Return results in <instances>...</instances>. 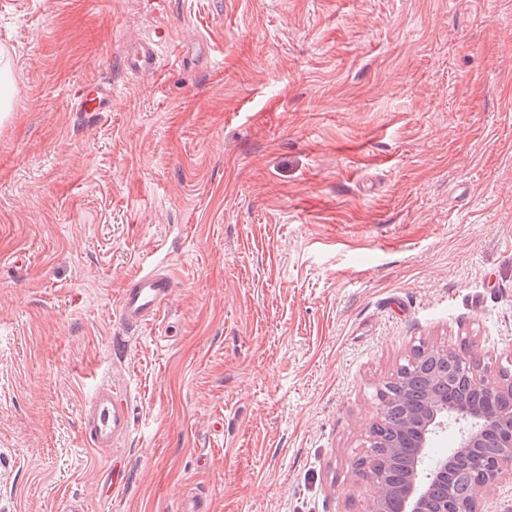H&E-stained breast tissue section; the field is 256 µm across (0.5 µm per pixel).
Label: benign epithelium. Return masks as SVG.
Segmentation results:
<instances>
[{"label":"benign epithelium","mask_w":512,"mask_h":512,"mask_svg":"<svg viewBox=\"0 0 512 512\" xmlns=\"http://www.w3.org/2000/svg\"><path fill=\"white\" fill-rule=\"evenodd\" d=\"M442 355L456 364L468 385L486 397H512V379L470 365L464 351L448 349ZM381 397L380 415L386 416L396 403L402 406V427L413 431L415 439L411 452L404 456L400 449H391L392 459H405L403 479L397 486L382 479L372 480L369 512H389L393 500L398 512H483L478 496L465 497L455 485L448 483V471L473 470L478 452L488 446L489 437L494 435L496 454L484 459L476 469L477 492L494 489L504 469L512 470V408L492 413L481 400H448L430 390L418 409L402 394L395 401L385 392ZM448 433L454 437L453 445L444 453H434L437 440Z\"/></svg>","instance_id":"obj_1"}]
</instances>
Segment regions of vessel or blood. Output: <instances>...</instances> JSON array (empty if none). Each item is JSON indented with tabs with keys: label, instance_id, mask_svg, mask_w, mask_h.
Wrapping results in <instances>:
<instances>
[{
	"label": "vessel or blood",
	"instance_id": "1",
	"mask_svg": "<svg viewBox=\"0 0 512 512\" xmlns=\"http://www.w3.org/2000/svg\"><path fill=\"white\" fill-rule=\"evenodd\" d=\"M163 35L131 43L124 53V63L131 73L147 77L158 70V50ZM112 103V90L104 84L83 86L77 93V107L82 112H104ZM170 276L152 270L140 272L123 289L119 315L123 323L136 327L157 315L172 296ZM130 403L116 387L96 386L86 400L80 418L83 443L100 452H111L131 430Z\"/></svg>",
	"mask_w": 512,
	"mask_h": 512
}]
</instances>
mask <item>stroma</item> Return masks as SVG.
<instances>
[{
    "instance_id": "stroma-1",
    "label": "stroma",
    "mask_w": 512,
    "mask_h": 512,
    "mask_svg": "<svg viewBox=\"0 0 512 512\" xmlns=\"http://www.w3.org/2000/svg\"><path fill=\"white\" fill-rule=\"evenodd\" d=\"M0 49V512H367L413 349L512 364V0H0ZM101 380L136 411L108 456ZM163 42V35L155 32L152 38L128 45L124 53L126 69L142 77L156 73L158 70V50ZM111 103L112 89L101 83L85 85L77 93L81 112H106ZM173 281L166 274L142 271L132 278L119 299V315L123 323L136 327L157 315L169 302ZM130 403L110 384L96 386L82 407L80 435L83 443L99 452H111L131 430ZM383 406L380 412L381 417H385L390 409L395 405L390 395L381 391ZM398 411L393 409L387 417L374 426L373 436L376 443L380 445H393L398 441ZM370 455L361 459L359 465L363 466L367 461H369V465L367 469L375 475L376 477L387 478L389 480H394L397 476V470L395 468L390 469L387 457L385 455V450L387 448H369Z\"/></svg>"
}]
</instances>
